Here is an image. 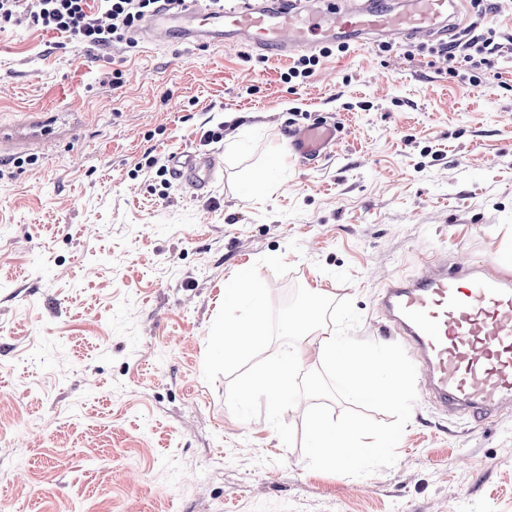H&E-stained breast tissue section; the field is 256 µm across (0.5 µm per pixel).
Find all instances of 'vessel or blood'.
Returning a JSON list of instances; mask_svg holds the SVG:
<instances>
[{
  "label": "vessel or blood",
  "mask_w": 512,
  "mask_h": 512,
  "mask_svg": "<svg viewBox=\"0 0 512 512\" xmlns=\"http://www.w3.org/2000/svg\"><path fill=\"white\" fill-rule=\"evenodd\" d=\"M451 0H327L312 10L301 0H229L214 10L208 0H184L148 17L142 40L189 46H232L278 59L311 53L328 43L405 42L447 37L456 27ZM337 124L294 130L290 146L304 160L326 156ZM221 163L211 153L172 156L174 180L207 190ZM389 331L404 338L422 383L449 416L482 425L512 409V277L480 261L455 268L438 257L423 260L416 276L394 277L377 299Z\"/></svg>",
  "instance_id": "b4317fda"
}]
</instances>
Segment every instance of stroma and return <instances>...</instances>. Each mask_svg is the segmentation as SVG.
<instances>
[{
    "instance_id": "35a3bbf8",
    "label": "stroma",
    "mask_w": 512,
    "mask_h": 512,
    "mask_svg": "<svg viewBox=\"0 0 512 512\" xmlns=\"http://www.w3.org/2000/svg\"><path fill=\"white\" fill-rule=\"evenodd\" d=\"M242 55L0 31V512H512V411L476 426L418 393L396 464L350 477L202 377L228 279L264 255L291 267L259 268L274 305L353 299L378 343L379 290L423 256L512 275V50L477 86L399 48L297 87L291 59ZM318 120L338 140L307 165L288 133ZM186 150L223 161L206 193L135 169Z\"/></svg>"
}]
</instances>
